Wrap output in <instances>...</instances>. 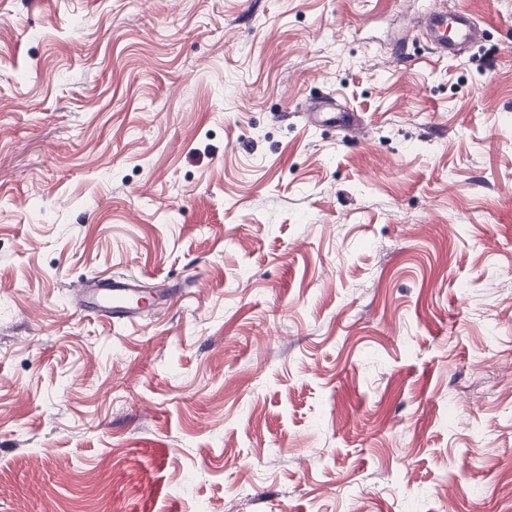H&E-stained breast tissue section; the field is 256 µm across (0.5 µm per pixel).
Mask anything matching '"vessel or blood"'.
Segmentation results:
<instances>
[{"label":"vessel or blood","instance_id":"vessel-or-blood-1","mask_svg":"<svg viewBox=\"0 0 512 512\" xmlns=\"http://www.w3.org/2000/svg\"><path fill=\"white\" fill-rule=\"evenodd\" d=\"M417 27L443 56L461 54L479 34V25L474 16L465 10H426L419 18ZM306 119L315 127L332 121L344 133L357 130L361 124L360 114L348 110L340 111L329 119L320 112L310 113ZM142 294L143 289L135 280L118 275L94 276L83 279L75 287L73 302L79 314L105 312L131 321L137 316L136 305Z\"/></svg>","mask_w":512,"mask_h":512}]
</instances>
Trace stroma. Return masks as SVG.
<instances>
[{
	"label": "stroma",
	"mask_w": 512,
	"mask_h": 512,
	"mask_svg": "<svg viewBox=\"0 0 512 512\" xmlns=\"http://www.w3.org/2000/svg\"><path fill=\"white\" fill-rule=\"evenodd\" d=\"M446 5L0 0V512H512V0ZM419 32L442 56H457L479 35V25L466 10L431 8L418 19ZM329 114L334 115L324 118ZM335 114V112L305 113V117L307 122L314 127L321 126L326 122H332L343 133L353 132L361 125V115L358 112L343 110L339 111L337 116ZM142 294L143 289L136 280L113 273L112 276L83 279L75 287L72 296L76 313L88 315L105 312L132 321L137 318L136 306H139Z\"/></svg>",
	"instance_id": "35a3bbf8"
}]
</instances>
